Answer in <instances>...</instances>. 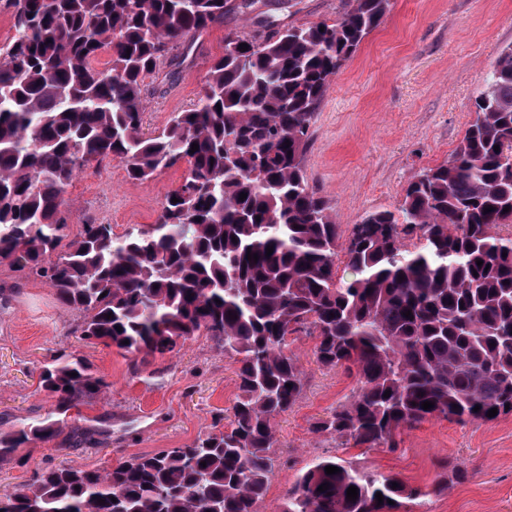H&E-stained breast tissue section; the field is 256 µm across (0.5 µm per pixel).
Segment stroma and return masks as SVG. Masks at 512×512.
<instances>
[{"mask_svg":"<svg viewBox=\"0 0 512 512\" xmlns=\"http://www.w3.org/2000/svg\"><path fill=\"white\" fill-rule=\"evenodd\" d=\"M280 2L260 0L258 7L283 25L333 21L342 11L340 0H296L290 9ZM392 3L384 23L331 83L305 153L310 186L346 229L370 212L398 207L422 168L449 159L475 117L474 100L492 63L512 44V0ZM253 28L252 21L228 11L196 41L176 81L146 77L145 130H160L174 113L191 108L211 60L224 50L225 33ZM187 170L182 162L139 183L117 160L87 167L66 194L71 233L90 221L111 225L118 235L155 223L165 194ZM0 290L10 296L0 308V432L52 408L53 399L38 388V372L57 349L83 356L110 384L103 398L69 413V426L103 428L98 444L64 451L56 439L18 449L16 461L0 465V493L23 488L40 469L106 468L138 454L191 444L216 415L230 414L239 394L236 366L207 336L136 369L116 348L78 342L71 334L75 312L45 282L17 280L3 263ZM314 346V337L304 335L290 345L305 386L296 404L276 419L280 464L262 512H277L300 472L330 454L428 490L418 512H512V415L488 423L433 419L402 430L394 452L334 448L311 425L345 402L355 381L343 371L320 367ZM443 459L467 476L435 494L436 463Z\"/></svg>","mask_w":512,"mask_h":512,"instance_id":"35a3bbf8","label":"stroma"}]
</instances>
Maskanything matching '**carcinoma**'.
<instances>
[{
	"instance_id": "obj_1",
	"label": "carcinoma",
	"mask_w": 512,
	"mask_h": 512,
	"mask_svg": "<svg viewBox=\"0 0 512 512\" xmlns=\"http://www.w3.org/2000/svg\"><path fill=\"white\" fill-rule=\"evenodd\" d=\"M6 3L15 34L0 46V259L78 313V341L115 347L135 368L209 336L238 364L240 395L227 425L215 417L189 445L111 468L43 469L0 495V512H261L278 459L275 419L304 387L289 337L306 329L317 364L356 380L312 425L339 447L395 448L401 430L431 419L512 415V233L500 231L512 227V45L450 159L418 173L398 207L344 230L310 188L304 155L328 87L392 0H342L332 23L262 16L248 33H227L196 104L151 133L145 78L174 80L195 37L231 8L252 14L257 0ZM104 51L110 67L100 70ZM116 159L138 182L183 161L189 169L155 223L120 236L84 224L70 237L69 186L89 164ZM107 387L87 361L59 351L39 373L54 408L0 432V463L33 439L94 442L101 430L71 429L67 414ZM426 496L322 456L279 512H399Z\"/></svg>"
}]
</instances>
